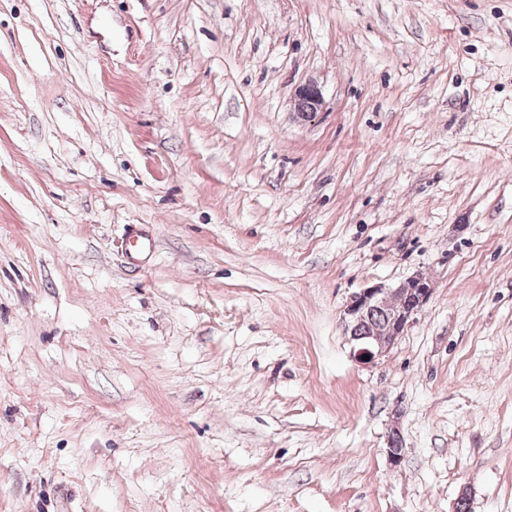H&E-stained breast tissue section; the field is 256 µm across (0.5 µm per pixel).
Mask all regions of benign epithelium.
Here are the masks:
<instances>
[{
    "instance_id": "1",
    "label": "benign epithelium",
    "mask_w": 512,
    "mask_h": 512,
    "mask_svg": "<svg viewBox=\"0 0 512 512\" xmlns=\"http://www.w3.org/2000/svg\"><path fill=\"white\" fill-rule=\"evenodd\" d=\"M323 103L317 85L299 86L294 94L296 118H312L321 111ZM432 293L429 280L417 274L391 288L376 284L352 294L345 305L343 323L352 344L353 359L366 366L384 357Z\"/></svg>"
}]
</instances>
